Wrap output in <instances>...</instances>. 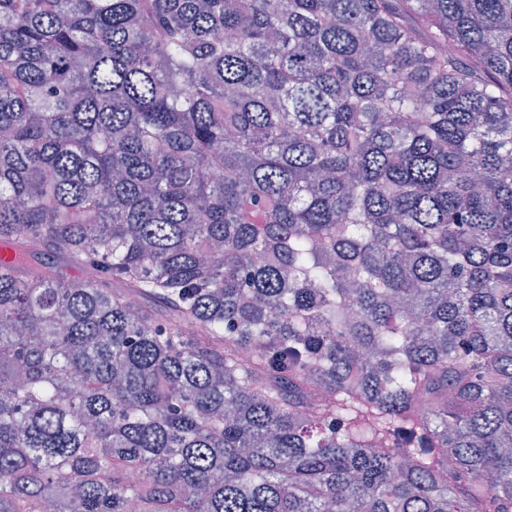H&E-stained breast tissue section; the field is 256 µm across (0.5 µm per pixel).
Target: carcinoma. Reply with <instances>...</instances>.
Masks as SVG:
<instances>
[{"label":"carcinoma","instance_id":"cac0c4a2","mask_svg":"<svg viewBox=\"0 0 512 512\" xmlns=\"http://www.w3.org/2000/svg\"><path fill=\"white\" fill-rule=\"evenodd\" d=\"M2 243L0 512H512V0H0Z\"/></svg>","mask_w":512,"mask_h":512}]
</instances>
